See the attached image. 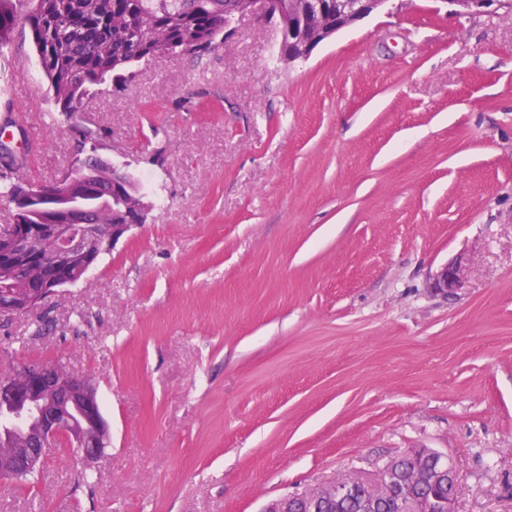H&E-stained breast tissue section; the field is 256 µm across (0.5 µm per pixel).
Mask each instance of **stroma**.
Segmentation results:
<instances>
[{"label":"stroma","mask_w":512,"mask_h":512,"mask_svg":"<svg viewBox=\"0 0 512 512\" xmlns=\"http://www.w3.org/2000/svg\"><path fill=\"white\" fill-rule=\"evenodd\" d=\"M242 19L68 115L27 36L0 54L23 178L89 158L147 222L78 284L0 322V373L93 379L101 457L56 448L0 512H259L412 448L447 453L457 512H512V13L389 0L289 67ZM462 259L463 288H430Z\"/></svg>","instance_id":"obj_1"}]
</instances>
